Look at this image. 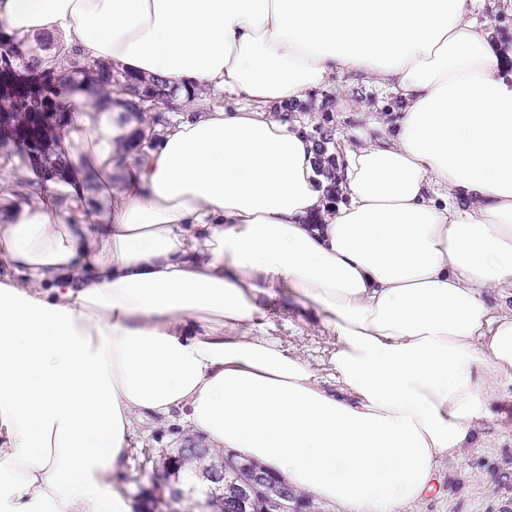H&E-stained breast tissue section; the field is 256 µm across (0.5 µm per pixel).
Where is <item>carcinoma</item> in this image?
I'll list each match as a JSON object with an SVG mask.
<instances>
[{
	"label": "carcinoma",
	"mask_w": 512,
	"mask_h": 512,
	"mask_svg": "<svg viewBox=\"0 0 512 512\" xmlns=\"http://www.w3.org/2000/svg\"><path fill=\"white\" fill-rule=\"evenodd\" d=\"M50 40L42 38L30 46L25 41L0 39V142L12 141L25 148L21 162L32 154H41L44 173L54 178L62 172L61 159L46 152L47 142L56 128L62 105L57 87L72 75L82 76L87 89L97 99L115 102L127 112H151L159 103H172L173 92L153 78H141L124 72L121 82L113 78L110 66L91 69L80 54L74 53L59 62L46 53ZM224 455L208 451L199 456V467L218 471L223 467Z\"/></svg>",
	"instance_id": "1"
}]
</instances>
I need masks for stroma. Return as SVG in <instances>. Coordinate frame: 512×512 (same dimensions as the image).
I'll return each instance as SVG.
<instances>
[{
    "instance_id": "obj_1",
    "label": "stroma",
    "mask_w": 512,
    "mask_h": 512,
    "mask_svg": "<svg viewBox=\"0 0 512 512\" xmlns=\"http://www.w3.org/2000/svg\"><path fill=\"white\" fill-rule=\"evenodd\" d=\"M389 103V96L377 86L342 75L311 95L298 118L313 138L325 134L332 143L357 146V132L364 128L366 116ZM267 331L295 349L318 375L329 376L332 346L315 312L293 306L276 311ZM479 435L478 447L467 449L462 459L441 463L433 491L407 512H512L511 397L499 401L494 417L482 422ZM190 438L175 418L157 416L135 424L118 485L138 505V512H168L164 501L152 494L153 479Z\"/></svg>"
}]
</instances>
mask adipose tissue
I'll list each match as a JSON object with an SVG mask.
<instances>
[{"label":"adipose tissue","instance_id":"ef3b65f1","mask_svg":"<svg viewBox=\"0 0 512 512\" xmlns=\"http://www.w3.org/2000/svg\"><path fill=\"white\" fill-rule=\"evenodd\" d=\"M487 0H0L18 39L233 105L162 133L63 92L58 179L0 212V512H133L135 421L178 415L338 512H404L512 386V45ZM396 95L337 149L283 106ZM151 146L126 156L131 138ZM313 309L332 385L266 336Z\"/></svg>","mask_w":512,"mask_h":512}]
</instances>
